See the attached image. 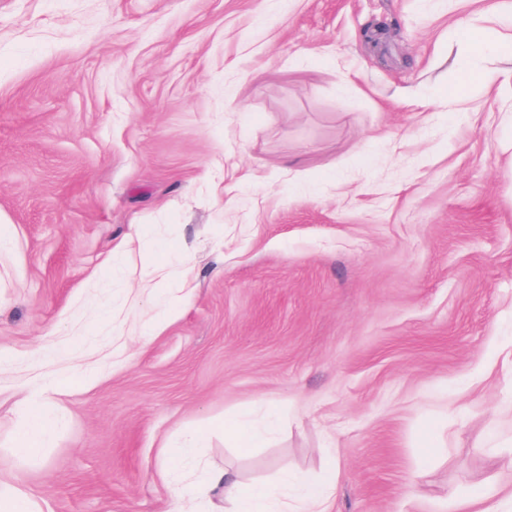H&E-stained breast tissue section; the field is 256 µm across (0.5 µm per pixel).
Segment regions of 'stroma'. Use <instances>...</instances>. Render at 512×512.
I'll list each match as a JSON object with an SVG mask.
<instances>
[{
  "label": "stroma",
  "mask_w": 512,
  "mask_h": 512,
  "mask_svg": "<svg viewBox=\"0 0 512 512\" xmlns=\"http://www.w3.org/2000/svg\"><path fill=\"white\" fill-rule=\"evenodd\" d=\"M485 8L0 0V478L178 512L159 450L196 430L202 467L335 476L328 512L512 492V91L460 85L455 47ZM270 409L265 447L225 443ZM53 424L50 413L35 406L34 395L27 397L17 410L14 454L22 459L30 457L34 448L46 442Z\"/></svg>",
  "instance_id": "35a3bbf8"
}]
</instances>
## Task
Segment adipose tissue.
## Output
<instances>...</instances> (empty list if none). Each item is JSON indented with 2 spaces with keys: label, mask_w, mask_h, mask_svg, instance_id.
Instances as JSON below:
<instances>
[{
  "label": "adipose tissue",
  "mask_w": 512,
  "mask_h": 512,
  "mask_svg": "<svg viewBox=\"0 0 512 512\" xmlns=\"http://www.w3.org/2000/svg\"><path fill=\"white\" fill-rule=\"evenodd\" d=\"M500 12L499 0H490L482 19H470L461 26L456 37L457 53L471 61L460 77L461 84L487 80L480 62L492 49L487 47L484 35L491 24L498 22ZM53 424L50 413L37 407L33 398H26L17 410L14 454L22 459L30 457L46 442ZM335 490V482L318 483L288 470L282 471L276 482L246 485L232 470L210 469L201 482L175 486L173 496L188 505L199 492L219 494L224 499V512H325Z\"/></svg>",
  "instance_id": "adipose-tissue-1"
}]
</instances>
